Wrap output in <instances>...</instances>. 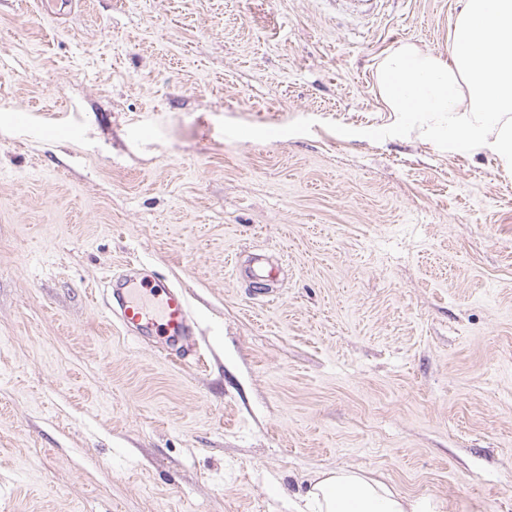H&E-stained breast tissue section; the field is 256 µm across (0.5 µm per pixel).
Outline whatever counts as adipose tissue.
<instances>
[{"label": "adipose tissue", "instance_id": "1", "mask_svg": "<svg viewBox=\"0 0 512 512\" xmlns=\"http://www.w3.org/2000/svg\"><path fill=\"white\" fill-rule=\"evenodd\" d=\"M377 86L403 128L512 161V0H465L448 57L402 46ZM306 499L314 512H420L384 481L342 469L318 474Z\"/></svg>", "mask_w": 512, "mask_h": 512}]
</instances>
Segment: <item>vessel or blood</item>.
<instances>
[{"label":"vessel or blood","instance_id":"vessel-or-blood-1","mask_svg":"<svg viewBox=\"0 0 512 512\" xmlns=\"http://www.w3.org/2000/svg\"><path fill=\"white\" fill-rule=\"evenodd\" d=\"M141 263L105 275L96 301L122 334L146 340L162 337L160 354L179 362L197 360L194 321L182 291L142 273Z\"/></svg>","mask_w":512,"mask_h":512}]
</instances>
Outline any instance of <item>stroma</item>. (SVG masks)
I'll list each match as a JSON object with an SVG mask.
<instances>
[{"label": "stroma", "instance_id": "35a3bbf8", "mask_svg": "<svg viewBox=\"0 0 512 512\" xmlns=\"http://www.w3.org/2000/svg\"><path fill=\"white\" fill-rule=\"evenodd\" d=\"M462 7L0 0V512H304L339 468L512 512V166L376 83ZM132 259L201 364L95 303Z\"/></svg>", "mask_w": 512, "mask_h": 512}]
</instances>
